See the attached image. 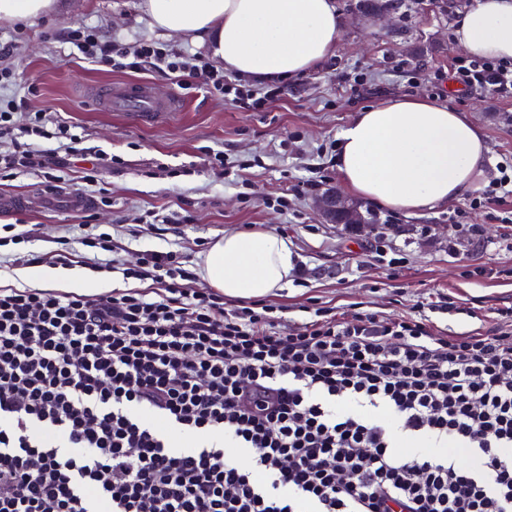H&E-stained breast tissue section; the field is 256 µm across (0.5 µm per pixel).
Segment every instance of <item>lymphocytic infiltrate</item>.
<instances>
[{
	"mask_svg": "<svg viewBox=\"0 0 512 512\" xmlns=\"http://www.w3.org/2000/svg\"><path fill=\"white\" fill-rule=\"evenodd\" d=\"M70 40L92 63L267 101L196 54ZM452 65L462 90L512 98L511 62ZM21 106L0 104L1 178L55 163L29 142L44 115L17 127ZM82 243L110 255L93 271L118 268L110 234ZM121 271L130 287L104 294L0 287V512H512L511 327L440 336L425 314L321 307L285 330L273 305L196 287L177 252Z\"/></svg>",
	"mask_w": 512,
	"mask_h": 512,
	"instance_id": "obj_1",
	"label": "lymphocytic infiltrate"
}]
</instances>
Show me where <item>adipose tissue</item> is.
<instances>
[{
	"mask_svg": "<svg viewBox=\"0 0 512 512\" xmlns=\"http://www.w3.org/2000/svg\"><path fill=\"white\" fill-rule=\"evenodd\" d=\"M155 29L205 46L226 71L260 83L288 81L334 55L341 36L331 0H145ZM455 39L473 57L512 61V0H474L459 12ZM479 127L445 102L404 97L358 112L339 135L336 170L350 195L416 213L463 197L486 168ZM293 253L274 232H228L200 263V277L226 298L259 299L287 284ZM27 285L110 290L97 277L65 279L58 269L17 270Z\"/></svg>",
	"mask_w": 512,
	"mask_h": 512,
	"instance_id": "ef3b65f1",
	"label": "adipose tissue"
}]
</instances>
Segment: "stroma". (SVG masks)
<instances>
[{"mask_svg": "<svg viewBox=\"0 0 512 512\" xmlns=\"http://www.w3.org/2000/svg\"><path fill=\"white\" fill-rule=\"evenodd\" d=\"M334 2L341 20L335 55L284 82L259 112L209 93L205 77L185 89L179 75L151 65L132 72L89 63L69 43V30L90 26L122 44L146 38L172 53H196L190 40L152 29L141 0H68L59 14L1 25L14 82L0 96L25 98L19 125L31 113L45 114L44 132L31 142L65 163L51 180L37 172L0 179V193L50 199L45 207L0 216V225L28 235L25 243L0 247V286L21 284L16 252L51 253L62 235L78 253L84 234L105 232L118 242L123 262L148 249L174 250L194 268L224 233L273 231L297 257L296 276L268 298L282 307L283 324L330 306L348 316L360 308L395 318L423 313L448 335L497 327L498 309L512 307V223L491 221L466 196L412 214L361 202L376 225L361 233L324 223L316 208L317 197L339 185L334 158L341 131L362 109L405 96L468 112L489 148L487 174L477 184L499 178V162L512 156V98L459 90L450 72L463 55L454 19L472 0H448L444 11L430 0H396L384 16L351 13L344 0ZM136 81L148 82L157 98L178 95L179 111L142 117L100 105L101 88ZM60 124L69 125L71 139L56 138ZM208 149L223 152V165L205 161ZM94 158L100 165L88 184L80 171ZM73 190L92 196L97 207L68 211L63 195ZM458 209L465 223L481 225L482 241L460 233L450 219ZM152 211L171 216L165 235L146 224ZM479 266L507 274L480 277L473 273Z\"/></svg>", "mask_w": 512, "mask_h": 512, "instance_id": "obj_1", "label": "stroma"}]
</instances>
